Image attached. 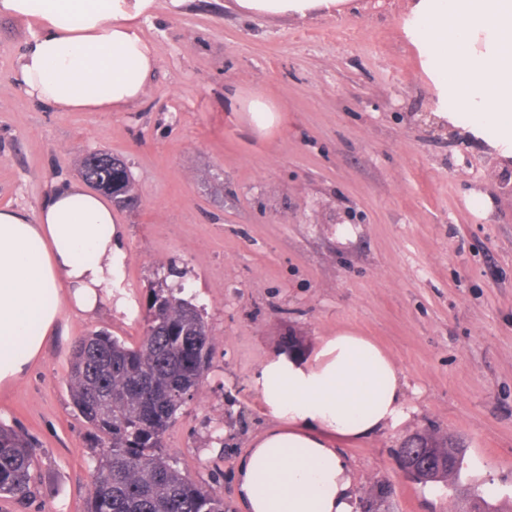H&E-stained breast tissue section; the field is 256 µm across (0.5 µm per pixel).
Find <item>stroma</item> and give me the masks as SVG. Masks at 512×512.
<instances>
[{
  "instance_id": "35a3bbf8",
  "label": "stroma",
  "mask_w": 512,
  "mask_h": 512,
  "mask_svg": "<svg viewBox=\"0 0 512 512\" xmlns=\"http://www.w3.org/2000/svg\"><path fill=\"white\" fill-rule=\"evenodd\" d=\"M406 4L359 0L300 20L156 0L143 25L155 75L121 112H59L25 94L13 74L32 30L0 16V208L34 212L94 152L125 161L139 198L117 212L111 305L66 313L30 374L0 389V424L31 440L41 476L31 499L0 498V512H86L98 451L67 385L73 348L95 331L137 345L161 281L184 287L215 338L165 450L226 504L241 456L272 423L252 387L260 365L352 329L391 356L410 408L344 446L357 495L386 483L396 512H461L467 488L512 512V167L436 127L401 29ZM230 88L273 99L280 128L253 132L226 108ZM343 212L351 222L337 223ZM428 428L463 440L458 481L422 486L400 470L395 448Z\"/></svg>"
}]
</instances>
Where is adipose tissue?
Segmentation results:
<instances>
[{"mask_svg":"<svg viewBox=\"0 0 512 512\" xmlns=\"http://www.w3.org/2000/svg\"><path fill=\"white\" fill-rule=\"evenodd\" d=\"M156 0H0L26 21L14 81L60 112H121L151 86L157 59L142 24ZM261 17L333 16L355 0H234ZM402 30L431 83L436 122L460 127L512 159V0H409ZM250 128L271 134L280 107L262 93L229 95ZM123 229L103 197L62 185L28 215L0 209V388L41 359L62 313L93 314L111 300ZM253 386L273 426L236 469L240 512H354L352 467L341 448L404 415L392 358L367 337L340 330L308 356L269 357Z\"/></svg>","mask_w":512,"mask_h":512,"instance_id":"obj_1","label":"adipose tissue"}]
</instances>
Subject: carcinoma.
Masks as SVG:
<instances>
[{
    "instance_id": "carcinoma-1",
    "label": "carcinoma",
    "mask_w": 512,
    "mask_h": 512,
    "mask_svg": "<svg viewBox=\"0 0 512 512\" xmlns=\"http://www.w3.org/2000/svg\"><path fill=\"white\" fill-rule=\"evenodd\" d=\"M83 179L122 206L135 197L126 166L81 167ZM183 289L151 288L145 332L128 346L93 332L73 351V404L100 453L87 512H227L224 495L184 475L163 449L177 412L192 400L209 368L213 339ZM30 440L0 425V497L23 501L37 484Z\"/></svg>"
}]
</instances>
